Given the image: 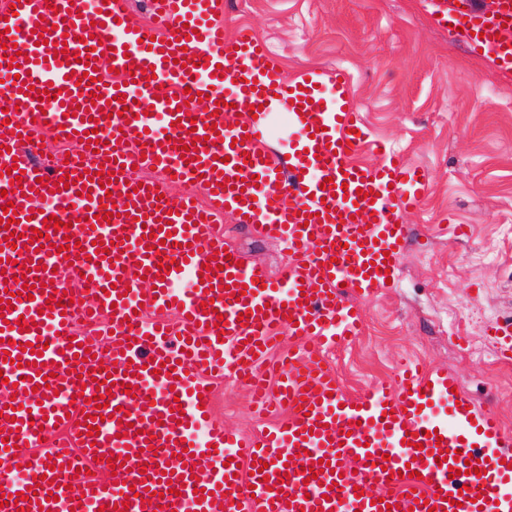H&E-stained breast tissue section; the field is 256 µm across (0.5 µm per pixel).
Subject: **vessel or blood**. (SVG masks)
I'll use <instances>...</instances> for the list:
<instances>
[{
    "instance_id": "b4317fda",
    "label": "vessel or blood",
    "mask_w": 512,
    "mask_h": 512,
    "mask_svg": "<svg viewBox=\"0 0 512 512\" xmlns=\"http://www.w3.org/2000/svg\"><path fill=\"white\" fill-rule=\"evenodd\" d=\"M81 2L0 6L10 106L0 111V208L17 218L0 226V373L30 398L22 409L0 401V440L10 442L0 459L25 468L21 480L0 470L10 497L0 512H512V433L454 394L452 376L405 364L348 395L326 365L336 342L361 330L347 290L367 296L398 275L409 233L399 216L428 190L425 167L371 139L346 71L287 78L247 30L226 41L221 0H153L147 27L132 0ZM455 21L511 78L512 0L489 22L475 12ZM14 44L25 50L11 62L4 48ZM89 54L112 71L85 84ZM187 88L207 94L206 111L184 106ZM221 99L257 113L209 132ZM276 104L294 134L284 159L269 145ZM45 134L80 150L40 154ZM367 147L377 164L355 163ZM12 165L23 171L14 192ZM63 176L71 186L50 191ZM171 183L183 192L168 200ZM225 214L286 246L278 278L224 241ZM68 238L73 248L58 253ZM61 268L67 280L56 279ZM184 278L191 291L175 292ZM105 315L107 340L80 333ZM285 335L302 346L274 365L272 393L254 364ZM26 342L32 351H21ZM83 347L91 359H78ZM220 375L248 387L259 412L285 405L286 419L252 437L227 431L210 408ZM101 387L108 415L92 436ZM410 432L417 446L405 445ZM471 457L479 475L451 477ZM202 466L210 476L200 482Z\"/></svg>"
}]
</instances>
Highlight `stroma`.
<instances>
[{"label": "stroma", "mask_w": 512, "mask_h": 512, "mask_svg": "<svg viewBox=\"0 0 512 512\" xmlns=\"http://www.w3.org/2000/svg\"><path fill=\"white\" fill-rule=\"evenodd\" d=\"M444 0H225L227 33L252 30L287 75L337 66L373 136L430 174L403 214L409 235L391 285L354 297L365 328L328 359L348 393L388 380L407 360L454 374L460 389L512 432V366L492 327L512 320V79L435 14ZM468 227L457 236L444 217ZM245 261L278 275L282 245L225 216ZM229 430L262 429L249 392L214 385Z\"/></svg>", "instance_id": "1"}]
</instances>
